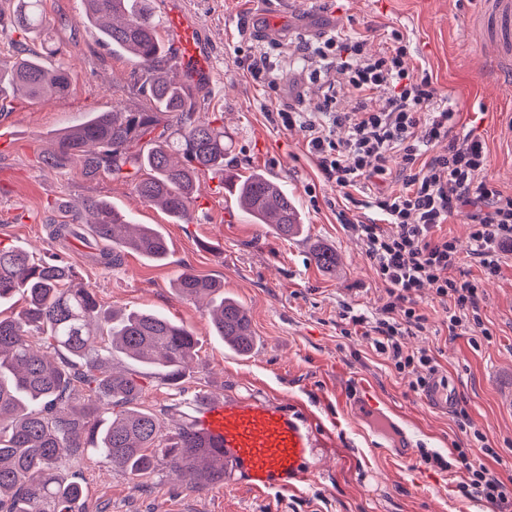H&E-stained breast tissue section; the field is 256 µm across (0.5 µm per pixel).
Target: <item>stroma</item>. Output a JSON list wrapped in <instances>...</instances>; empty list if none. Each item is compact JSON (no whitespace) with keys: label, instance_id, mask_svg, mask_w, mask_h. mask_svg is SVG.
<instances>
[{"label":"stroma","instance_id":"35a3bbf8","mask_svg":"<svg viewBox=\"0 0 512 512\" xmlns=\"http://www.w3.org/2000/svg\"><path fill=\"white\" fill-rule=\"evenodd\" d=\"M278 0H153L169 33L182 18L207 50L210 87L202 89L203 113L221 117L227 155L240 172L263 170L278 181L305 216L303 235L279 237L271 226L252 223L229 193L209 176L199 179L201 195L190 223L177 224L142 200L132 184L104 174L86 178L79 163L52 168L43 157L50 143L90 112L137 110L149 102L138 91L129 56L101 44L79 23L80 0H44L53 37L67 55L71 92L63 98H17L0 105V243L34 255L63 252L76 279L92 288L104 310L127 308L163 312L199 338L197 356L181 389L145 381L142 404L167 425L181 421V392L216 396L273 397L315 418L320 446L315 468L297 494L260 498L221 484L195 490L173 481L166 469L131 478L94 460L77 466L84 512H496L483 499L458 490L461 470L441 471L426 456L455 459L478 452L472 433L460 428L469 418L496 454L485 465L512 485V253L503 255L496 277L485 278L466 253L470 209L456 212L441 234L455 239L461 269L483 289L481 318L487 337L471 342L455 336L430 290L415 297L428 313L426 331L406 337L410 350H430L437 372L459 393L455 410L427 405L421 392L390 366L361 336H346L345 307L373 315L385 289L357 237L340 222L341 199L307 153L299 128L270 119L285 106L313 107L327 86L287 70L301 41L330 30L367 38L370 51L385 47L391 31L408 46L407 61L428 74L450 98L457 123L486 141V178L512 195V0H321L279 15ZM266 54L277 86L255 80L246 56ZM103 197L138 224L159 228L170 249L163 262L128 254L117 269L89 261L83 242L58 246L48 223L62 206L79 207ZM336 253L327 273L312 255L313 244ZM223 283L224 293L245 307L256 343L241 356L211 336L209 303L180 297L174 281L182 270ZM375 388L413 433L410 446L358 417L342 397L358 384Z\"/></svg>","mask_w":512,"mask_h":512}]
</instances>
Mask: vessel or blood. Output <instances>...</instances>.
<instances>
[{
  "label": "vessel or blood",
  "mask_w": 512,
  "mask_h": 512,
  "mask_svg": "<svg viewBox=\"0 0 512 512\" xmlns=\"http://www.w3.org/2000/svg\"><path fill=\"white\" fill-rule=\"evenodd\" d=\"M172 33L185 52L181 62L194 78L210 81L201 49L179 24ZM423 399L433 408L451 410L458 393L442 376H434ZM352 400L363 413L387 418L392 409L367 384L355 388ZM196 430L224 453V471L258 495L295 492L306 482L318 433L312 418L279 401L253 397H207L189 400Z\"/></svg>",
  "instance_id": "obj_1"
}]
</instances>
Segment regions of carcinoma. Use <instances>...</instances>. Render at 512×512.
I'll list each match as a JSON object with an SVG mask.
<instances>
[{"mask_svg":"<svg viewBox=\"0 0 512 512\" xmlns=\"http://www.w3.org/2000/svg\"><path fill=\"white\" fill-rule=\"evenodd\" d=\"M0 26L16 33L14 54L0 62V98L64 96L70 73L61 49L52 43L41 0H10ZM151 0H81L80 20L98 39L130 55L141 73V93L154 109L93 112L56 137L44 161L63 167L80 163L84 176L109 174L134 184L146 202L187 224L199 195V175L220 179L224 128L200 116L192 87L173 72L174 52L161 36ZM47 44L29 48L30 37ZM171 123L160 131L158 114ZM232 197L256 224H269L284 239L302 230L300 213L288 192L263 171L236 175ZM88 224L94 236L112 242L95 255L105 269L122 266L128 253L154 261L168 258L166 239L147 224H135L103 199L88 197L67 220L55 224L54 240L77 236ZM315 258L336 270V253L318 246ZM184 298H210L213 335L239 353L251 352L250 317L224 285L190 270L179 274ZM27 306L0 319V512H76L81 485L64 468L88 455L133 476L167 467L197 490L224 482V459L205 448L183 423L168 428L141 405L142 369L163 383L179 384L197 356L199 339L187 327L157 312L102 310L88 287L73 283L72 266L59 257L35 263L28 253L0 245V302L15 295ZM129 359L116 370L111 360Z\"/></svg>","mask_w":512,"mask_h":512,"instance_id":"carcinoma-1","label":"carcinoma"}]
</instances>
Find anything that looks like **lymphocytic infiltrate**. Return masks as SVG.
<instances>
[{
    "label": "lymphocytic infiltrate",
    "mask_w": 512,
    "mask_h": 512,
    "mask_svg": "<svg viewBox=\"0 0 512 512\" xmlns=\"http://www.w3.org/2000/svg\"><path fill=\"white\" fill-rule=\"evenodd\" d=\"M300 54L307 77L325 80L329 90L312 110L282 109L275 119L303 131L308 154L348 203L377 212L350 227L386 296L376 316L348 311L344 318L362 329L398 373L410 377L413 390L426 389L435 372L434 356L426 350L406 352L402 343L428 324V315L414 301L420 289L433 290L449 331L466 334L482 325L478 284L456 276L461 262L456 242L438 230L458 208L475 206L469 255L485 275H497L500 253L512 245V196L483 176L488 165L484 139L458 129L448 98L430 77L406 67L402 33L392 31L387 47L375 54L366 52L363 38L342 33L303 43ZM338 85L355 93L352 110L338 109ZM420 126L426 129L422 142L415 135ZM340 128L345 131L341 137L336 134ZM443 140L447 153L428 156V144ZM393 157L399 160L402 188L361 198L373 177L386 175ZM429 461L447 470L460 464L467 473L460 491L479 496L499 512H512V488L467 452H459L453 462L438 454Z\"/></svg>",
    "instance_id": "lymphocytic-infiltrate-1"
}]
</instances>
